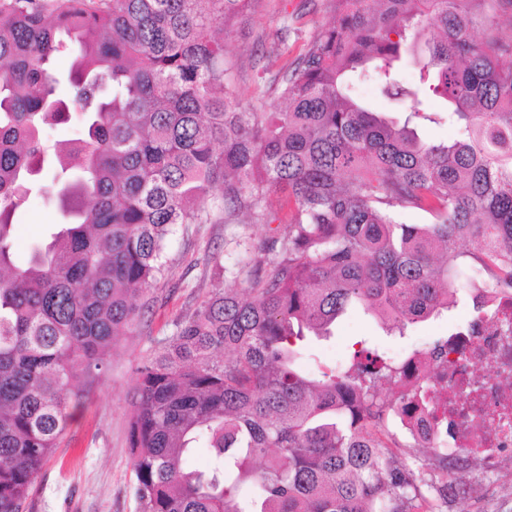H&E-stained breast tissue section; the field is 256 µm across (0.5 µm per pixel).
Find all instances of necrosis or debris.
<instances>
[{
    "label": "necrosis or debris",
    "instance_id": "obj_1",
    "mask_svg": "<svg viewBox=\"0 0 512 512\" xmlns=\"http://www.w3.org/2000/svg\"><path fill=\"white\" fill-rule=\"evenodd\" d=\"M471 300L470 318L444 347L397 364L391 381L406 403L389 420L447 461L478 453L512 467V289L477 288Z\"/></svg>",
    "mask_w": 512,
    "mask_h": 512
}]
</instances>
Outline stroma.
<instances>
[{"instance_id": "obj_1", "label": "stroma", "mask_w": 512, "mask_h": 512, "mask_svg": "<svg viewBox=\"0 0 512 512\" xmlns=\"http://www.w3.org/2000/svg\"><path fill=\"white\" fill-rule=\"evenodd\" d=\"M332 17L329 0H253L226 35L231 88L242 110L271 112L280 103L275 89L262 78L264 70L275 71L284 64L271 49L280 32H287L290 51L296 56ZM59 221L53 205L31 202L21 210L14 226L15 250L26 252L33 242L45 237L48 225ZM268 234L264 224H195L189 232L172 236L165 251L169 273L159 284L149 312L131 335L118 342L103 382L75 410L55 456L34 481L26 512H137L128 436L137 368L153 357L158 340L171 335L175 322L208 292L207 255H222L224 285L237 289L238 260L246 252L261 257ZM470 311L471 303L464 298L456 308L410 326L404 335L389 336L376 319L352 310L337 322L331 339L310 338L298 363L306 367L318 361L346 360L354 342L361 339L398 357L445 338ZM460 468L463 487L449 489L444 496L423 490L419 499L422 512H512L511 470L491 478L472 457L464 459Z\"/></svg>"}]
</instances>
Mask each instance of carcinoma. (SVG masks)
Returning <instances> with one entry per match:
<instances>
[{
    "label": "carcinoma",
    "instance_id": "cac0c4a2",
    "mask_svg": "<svg viewBox=\"0 0 512 512\" xmlns=\"http://www.w3.org/2000/svg\"><path fill=\"white\" fill-rule=\"evenodd\" d=\"M250 2L0 0V512H25L71 410L149 310L176 228L233 216L278 227L264 259L240 261V294L209 255L207 296L137 368L138 512H409L418 497L377 437L392 362L361 341L345 367L296 359L353 308L400 334L440 314L464 269L512 289V33L492 12L512 0H330L333 21L271 76L276 112L242 111L224 66ZM404 50L422 54L413 86ZM354 77L410 99L403 124L354 98ZM438 102L460 127L450 144L416 130ZM73 117L76 138H43ZM35 198L62 221L20 256ZM198 448L208 471L188 464Z\"/></svg>",
    "mask_w": 512,
    "mask_h": 512
}]
</instances>
